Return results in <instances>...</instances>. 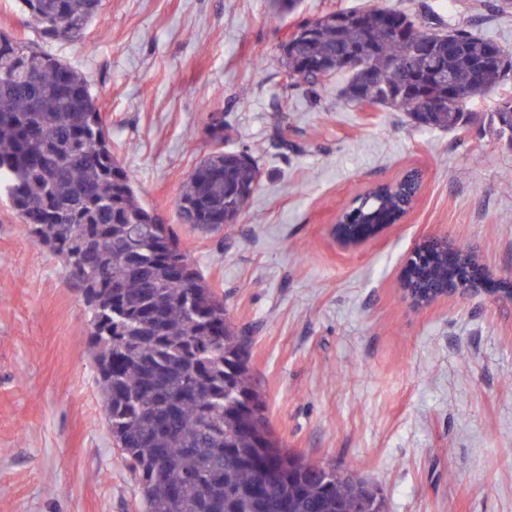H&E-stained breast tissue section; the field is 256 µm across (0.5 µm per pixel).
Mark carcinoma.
Instances as JSON below:
<instances>
[{"label":"carcinoma","instance_id":"obj_1","mask_svg":"<svg viewBox=\"0 0 512 512\" xmlns=\"http://www.w3.org/2000/svg\"><path fill=\"white\" fill-rule=\"evenodd\" d=\"M45 40L73 41L100 0H21ZM282 56L288 86L323 84L306 60L342 73L347 104L405 112L414 123L462 130L469 106L512 77V50L464 27L431 26L390 8L338 9L306 18ZM440 69L462 83L448 103ZM512 129V95L488 119ZM210 152L189 174L179 201L184 224L205 229L242 210L259 182L248 151L225 153L224 113L209 115ZM415 183L368 191L344 210L355 224H390ZM0 194L28 224L34 244L61 258L89 312L91 356L112 441L135 473L143 512H382L360 483L317 463L269 458L260 479L256 439L265 406L249 353L224 301L178 248L163 220L134 191L115 158L86 77L41 46L0 33Z\"/></svg>","mask_w":512,"mask_h":512}]
</instances>
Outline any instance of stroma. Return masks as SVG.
<instances>
[{
	"label": "stroma",
	"mask_w": 512,
	"mask_h": 512,
	"mask_svg": "<svg viewBox=\"0 0 512 512\" xmlns=\"http://www.w3.org/2000/svg\"><path fill=\"white\" fill-rule=\"evenodd\" d=\"M431 9L512 47V8L487 0H102L82 39L51 43L86 74L118 160L250 340L274 438L375 485L383 512H512V301L426 308L400 275L425 238L472 249L512 280V150L482 126L512 80L457 132L288 86L281 43L341 8ZM247 148L259 186L241 220L181 223L184 181L210 148L208 113ZM420 177L412 209L359 248L331 226L382 183ZM0 512H142L107 429L80 293L0 198Z\"/></svg>",
	"instance_id": "35a3bbf8"
}]
</instances>
